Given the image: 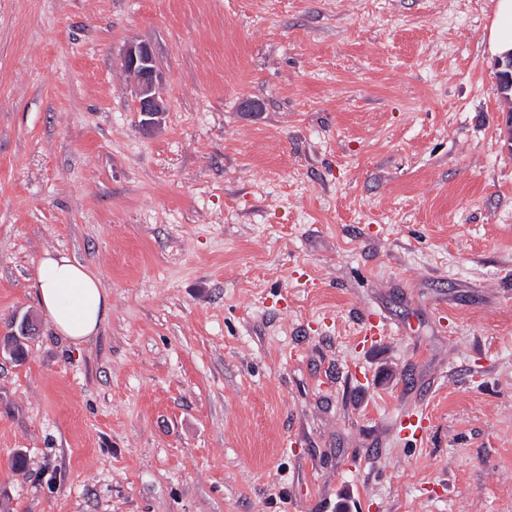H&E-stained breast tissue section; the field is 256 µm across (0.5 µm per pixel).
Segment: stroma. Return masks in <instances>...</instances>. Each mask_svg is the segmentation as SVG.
Masks as SVG:
<instances>
[{"label": "stroma", "instance_id": "obj_1", "mask_svg": "<svg viewBox=\"0 0 512 512\" xmlns=\"http://www.w3.org/2000/svg\"><path fill=\"white\" fill-rule=\"evenodd\" d=\"M494 11L0 0V334L47 251L112 304L0 355V512H512ZM125 68L135 77V90L139 111L146 118V126L159 122L165 112V104L157 91L158 73L153 62V52L144 43L128 44L124 54Z\"/></svg>", "mask_w": 512, "mask_h": 512}]
</instances>
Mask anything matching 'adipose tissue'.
<instances>
[{"label":"adipose tissue","instance_id":"ef3b65f1","mask_svg":"<svg viewBox=\"0 0 512 512\" xmlns=\"http://www.w3.org/2000/svg\"><path fill=\"white\" fill-rule=\"evenodd\" d=\"M34 288L55 331L76 344L97 336L111 310L110 296L100 279L63 254L42 255Z\"/></svg>","mask_w":512,"mask_h":512}]
</instances>
